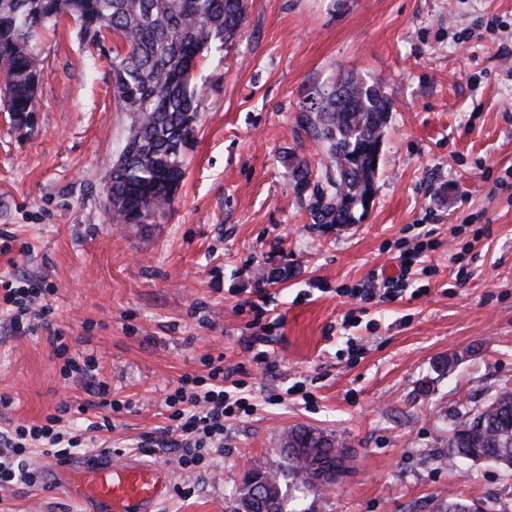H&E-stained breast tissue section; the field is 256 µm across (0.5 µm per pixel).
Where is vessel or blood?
I'll list each match as a JSON object with an SVG mask.
<instances>
[{"label": "vessel or blood", "instance_id": "vessel-or-blood-1", "mask_svg": "<svg viewBox=\"0 0 512 512\" xmlns=\"http://www.w3.org/2000/svg\"><path fill=\"white\" fill-rule=\"evenodd\" d=\"M73 489L101 512H158L172 491L171 472L133 459L118 468L98 460L83 467Z\"/></svg>", "mask_w": 512, "mask_h": 512}]
</instances>
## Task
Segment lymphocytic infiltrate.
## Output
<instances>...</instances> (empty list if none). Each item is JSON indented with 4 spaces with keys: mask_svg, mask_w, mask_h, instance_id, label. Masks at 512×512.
Instances as JSON below:
<instances>
[{
    "mask_svg": "<svg viewBox=\"0 0 512 512\" xmlns=\"http://www.w3.org/2000/svg\"><path fill=\"white\" fill-rule=\"evenodd\" d=\"M434 246L433 239L418 240L397 257L401 277L371 275L363 284L347 289V296L365 304L402 299L406 292V273ZM47 295V290L28 288L14 279L0 280V310L9 315L18 333L28 329L32 317L44 320L51 315ZM205 365L207 376H182L178 387L167 395V423L143 438L146 451L171 448L177 451L181 466H197L223 451L226 420L252 414L254 406L248 398L226 389L223 357L207 358ZM70 411L69 405L62 404L41 423H19L0 429V492L37 481L40 471L34 461L35 454L68 461L72 450L82 443L81 437L60 429L64 415Z\"/></svg>",
    "mask_w": 512,
    "mask_h": 512,
    "instance_id": "obj_1",
    "label": "lymphocytic infiltrate"
}]
</instances>
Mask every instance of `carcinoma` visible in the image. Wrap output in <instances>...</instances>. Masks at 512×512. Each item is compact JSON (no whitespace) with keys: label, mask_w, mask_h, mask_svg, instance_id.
Masks as SVG:
<instances>
[{"label":"carcinoma","mask_w":512,"mask_h":512,"mask_svg":"<svg viewBox=\"0 0 512 512\" xmlns=\"http://www.w3.org/2000/svg\"><path fill=\"white\" fill-rule=\"evenodd\" d=\"M248 0H0V62L7 63L6 111L21 125L37 112L39 64L31 42L39 29L73 19L83 39L107 34L122 43L112 57V87L133 121L107 186L110 215L119 224H144L174 200L185 176L184 147L197 122L195 69L199 58L220 54L241 36ZM319 97L315 115L305 114L314 138L326 148L324 179L313 169L292 168L300 193L312 188L309 211L316 224H360L365 197L376 194L380 147L392 103L380 81L353 72ZM341 89L343 101L336 99ZM290 448H324L337 472L347 471L350 450L337 436L307 425L288 430ZM449 456L493 457L512 452V388L503 386L485 405L462 414L448 435ZM302 456L282 451L271 468L274 512H305L301 496L336 483L298 479Z\"/></svg>","instance_id":"cac0c4a2"}]
</instances>
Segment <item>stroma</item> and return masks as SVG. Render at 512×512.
Returning <instances> with one entry per match:
<instances>
[{
    "label": "stroma",
    "instance_id": "1",
    "mask_svg": "<svg viewBox=\"0 0 512 512\" xmlns=\"http://www.w3.org/2000/svg\"><path fill=\"white\" fill-rule=\"evenodd\" d=\"M512 0H249L243 35L223 58H202L186 176L171 205L144 224L109 219L107 185L132 124L112 90L117 37L87 44L61 18L39 35V110L31 127L0 108V277L50 288L53 313L15 333L0 313V417L39 423L69 403V425L100 416L96 380L130 411L114 414L107 455L164 426L182 376L242 362L250 312L264 303L278 366L251 370L256 409L228 422L223 452L204 467L154 454L173 482L161 512H235L251 463L279 458L304 424L352 449L351 472L306 494L307 512H432L458 497L512 512V476L456 464L458 415L512 387ZM380 80L392 101L374 205L360 224L314 223L293 190L297 162L322 170L325 151L300 118L340 76ZM506 188H498V181ZM433 228L439 246L408 276L416 297L361 306L347 289ZM356 319L343 328L344 318ZM95 356L97 378H63L49 331ZM454 357L451 368L443 358ZM300 385L302 394L281 398ZM90 455L38 458L32 485L0 497V512H92L67 484Z\"/></svg>",
    "mask_w": 512,
    "mask_h": 512
}]
</instances>
